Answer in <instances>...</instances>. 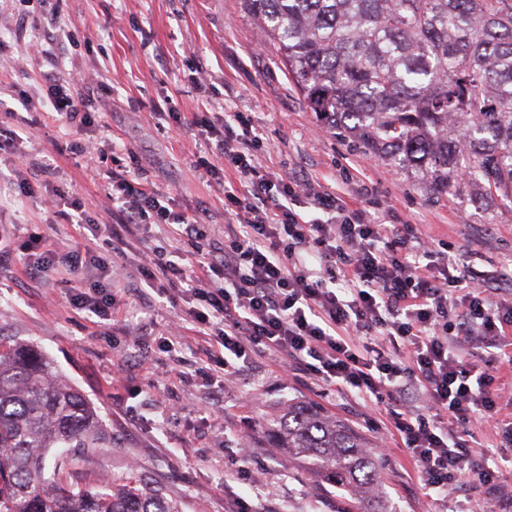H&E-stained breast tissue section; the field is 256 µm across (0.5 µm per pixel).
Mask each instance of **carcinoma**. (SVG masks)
I'll use <instances>...</instances> for the list:
<instances>
[{"instance_id": "carcinoma-1", "label": "carcinoma", "mask_w": 512, "mask_h": 512, "mask_svg": "<svg viewBox=\"0 0 512 512\" xmlns=\"http://www.w3.org/2000/svg\"><path fill=\"white\" fill-rule=\"evenodd\" d=\"M321 125L436 195L464 184L512 205V0H243ZM277 448L350 498L381 505L376 456L316 407L266 426ZM107 440L94 404L33 346L0 339V512H182L132 472L78 489L54 448Z\"/></svg>"}]
</instances>
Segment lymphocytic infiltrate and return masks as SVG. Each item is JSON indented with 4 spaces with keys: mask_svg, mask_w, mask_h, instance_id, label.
I'll return each instance as SVG.
<instances>
[{
    "mask_svg": "<svg viewBox=\"0 0 512 512\" xmlns=\"http://www.w3.org/2000/svg\"><path fill=\"white\" fill-rule=\"evenodd\" d=\"M47 97L76 139L90 122L69 87L47 76ZM192 125L217 139L198 166L224 195L222 243H208L206 211L170 209L149 183L112 172V213L106 224L79 198L53 215L107 231L122 253V231L166 225L196 274L184 273L165 247L153 250L166 298L192 299L189 317L202 340L224 351L220 386L236 385L241 366L271 359L285 377L303 371L324 386L383 406L382 424L398 437L423 495L441 501L449 489H484L512 507V464L487 445L473 447V424H489L502 448L512 446V299L497 296L464 254L433 249L401 218L371 220L307 178L262 172L259 143L247 118L216 127ZM242 133H235V126ZM231 170L236 180H223ZM33 239L38 260L0 239V262L19 260L35 274L54 271L78 281L95 265V242L83 236L65 250L51 236ZM220 336H213L214 326Z\"/></svg>",
    "mask_w": 512,
    "mask_h": 512,
    "instance_id": "f902f5d3",
    "label": "lymphocytic infiltrate"
}]
</instances>
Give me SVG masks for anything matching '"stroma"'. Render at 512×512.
<instances>
[{"label": "stroma", "mask_w": 512, "mask_h": 512, "mask_svg": "<svg viewBox=\"0 0 512 512\" xmlns=\"http://www.w3.org/2000/svg\"><path fill=\"white\" fill-rule=\"evenodd\" d=\"M0 40L8 45L0 53V103L16 111L0 119V238L13 246L27 241L56 195L75 191L88 210H111L104 191L111 163L87 165L111 143L131 151V171L171 197L174 210L206 209L223 238L224 196L196 168L212 142L181 125L205 108L250 118L265 140L258 153L264 170L312 179L353 209L375 201L372 215L394 213L419 225L464 251L476 274L512 263V206L474 203L464 186L431 195L404 171L321 130L242 0H0ZM47 72L85 78L71 88L93 118L81 135L82 153L66 152L67 129L47 115ZM200 82L211 91L209 103L201 101ZM155 108L166 120L151 119ZM14 141L25 155L20 166L3 149ZM22 183L29 195L20 194ZM164 235L156 226L128 233L122 257L99 239L101 261L124 268L113 283L93 267L83 275V287L116 300L104 322L69 306L60 275L32 277L19 263L0 265V337L50 354L94 402L110 436L65 466L68 484L119 483L135 469L183 512H233L240 499L266 512H344L334 489L274 452L261 430L288 403H316L382 447L386 512H492L491 498L467 490L444 502L415 494L404 449L376 428L379 407L348 394L321 396L308 374L281 379L261 358L243 368L237 388L221 390L193 330L183 326L187 302L159 297L147 285L151 249ZM174 333L180 344L172 350ZM250 423L259 432L245 455L234 434Z\"/></svg>", "instance_id": "1"}]
</instances>
